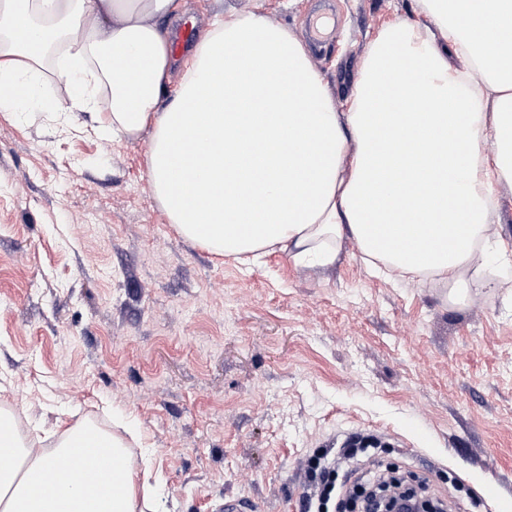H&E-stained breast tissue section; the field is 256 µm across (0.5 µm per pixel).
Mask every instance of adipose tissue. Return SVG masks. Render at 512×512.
Returning a JSON list of instances; mask_svg holds the SVG:
<instances>
[{
  "mask_svg": "<svg viewBox=\"0 0 512 512\" xmlns=\"http://www.w3.org/2000/svg\"><path fill=\"white\" fill-rule=\"evenodd\" d=\"M423 3L427 24L400 20L371 40L340 110L302 42L257 11L218 19L172 90L162 22L182 0H0V111L33 100L63 41L70 93L55 115L94 109L111 88L104 128L149 132V182L186 240L326 268L349 237L367 263L441 284L456 301L481 287L489 257L512 260L492 230L496 187L512 184V0ZM417 101L424 111H408ZM84 433L67 429L46 453L0 431V512H160L136 482L138 432L77 447ZM62 453L78 479L43 491Z\"/></svg>",
  "mask_w": 512,
  "mask_h": 512,
  "instance_id": "obj_1",
  "label": "adipose tissue"
}]
</instances>
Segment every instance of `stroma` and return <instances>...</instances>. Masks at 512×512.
<instances>
[{
  "label": "stroma",
  "instance_id": "35a3bbf8",
  "mask_svg": "<svg viewBox=\"0 0 512 512\" xmlns=\"http://www.w3.org/2000/svg\"><path fill=\"white\" fill-rule=\"evenodd\" d=\"M262 10L308 39L344 103L370 41L424 22L420 0H184L197 35ZM39 110L0 112V410L23 440L53 424L137 429L164 512H302L306 462L349 436L428 483L452 512H512V270L450 301L440 285L380 276L348 240L313 273L186 241L147 176L148 135L112 138L91 117L51 121L68 84L46 62Z\"/></svg>",
  "mask_w": 512,
  "mask_h": 512
}]
</instances>
